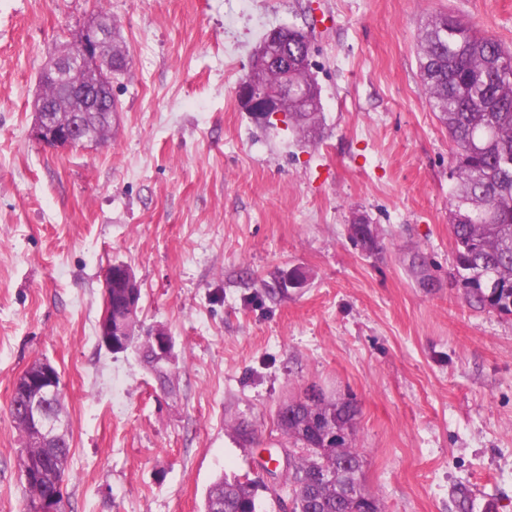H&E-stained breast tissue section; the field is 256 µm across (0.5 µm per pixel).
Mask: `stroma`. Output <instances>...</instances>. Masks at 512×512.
Masks as SVG:
<instances>
[{"label": "stroma", "mask_w": 512, "mask_h": 512, "mask_svg": "<svg viewBox=\"0 0 512 512\" xmlns=\"http://www.w3.org/2000/svg\"><path fill=\"white\" fill-rule=\"evenodd\" d=\"M101 10L131 64L120 110L107 140L48 149L39 76ZM439 12L512 48V0H0V512L25 508L10 396L38 358L62 379L66 512H203L222 475L290 512L259 451L288 447L277 411L312 385L357 401L382 512H512V315L455 282L453 144L419 75ZM291 25L312 38L314 142L237 96L260 37ZM358 214L378 251L354 245ZM113 263L141 331L172 338L170 390L99 342ZM292 270L304 284L277 287Z\"/></svg>", "instance_id": "stroma-1"}]
</instances>
